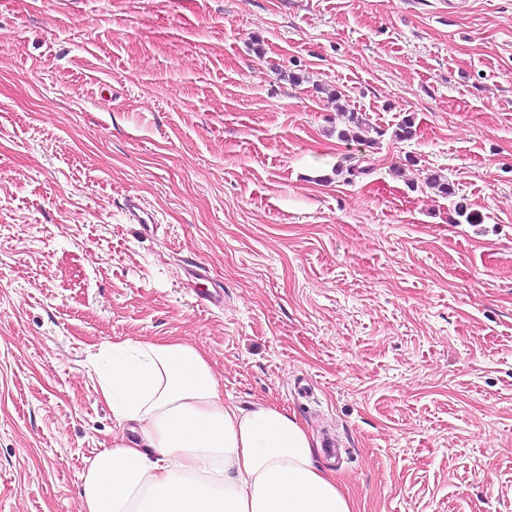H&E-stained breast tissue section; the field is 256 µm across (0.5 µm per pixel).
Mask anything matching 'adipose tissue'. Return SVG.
I'll use <instances>...</instances> for the list:
<instances>
[{
  "mask_svg": "<svg viewBox=\"0 0 512 512\" xmlns=\"http://www.w3.org/2000/svg\"><path fill=\"white\" fill-rule=\"evenodd\" d=\"M119 425L81 476L82 512H352L288 414L225 403L196 345L126 339L99 352Z\"/></svg>",
  "mask_w": 512,
  "mask_h": 512,
  "instance_id": "ef3b65f1",
  "label": "adipose tissue"
}]
</instances>
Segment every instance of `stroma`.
Masks as SVG:
<instances>
[{
	"instance_id": "obj_1",
	"label": "stroma",
	"mask_w": 512,
	"mask_h": 512,
	"mask_svg": "<svg viewBox=\"0 0 512 512\" xmlns=\"http://www.w3.org/2000/svg\"><path fill=\"white\" fill-rule=\"evenodd\" d=\"M128 338L335 432L353 512H512V0H0V512H80ZM124 210L127 219L133 224H143L149 227L158 223L154 212L149 210L138 197L126 198Z\"/></svg>"
}]
</instances>
